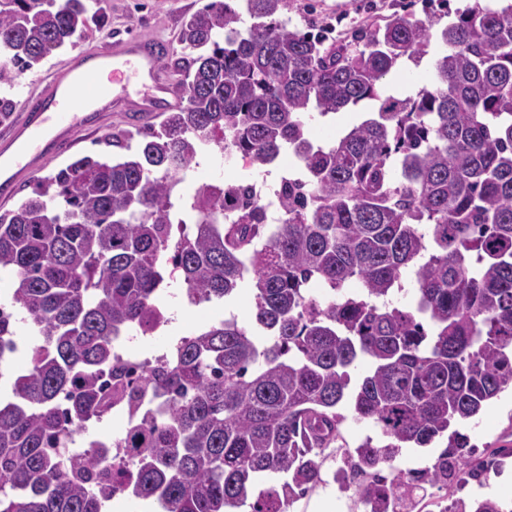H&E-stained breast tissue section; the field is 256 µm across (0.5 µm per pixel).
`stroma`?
<instances>
[{
  "instance_id": "obj_1",
  "label": "stroma",
  "mask_w": 512,
  "mask_h": 512,
  "mask_svg": "<svg viewBox=\"0 0 512 512\" xmlns=\"http://www.w3.org/2000/svg\"><path fill=\"white\" fill-rule=\"evenodd\" d=\"M208 0H104L107 14L105 23H93L75 39L74 45L65 47L48 56L31 70L16 79L14 86L0 84V98L20 101L22 94L42 87L52 66L62 64L78 52L89 50L105 43L135 34L144 38H155L177 45L183 20L201 9ZM403 0H288L283 15L291 24L299 27L313 24L326 28L330 37L350 39L354 29H375L383 18L400 9ZM124 113L107 112L93 127L73 131L72 147L59 157L48 161L39 173H23L18 177L17 189L11 200L0 202V213L32 194L42 177L56 173L76 158L83 155H99L109 158L123 156V149L106 144L110 134L125 135L133 132ZM243 168L225 164L219 152H211L199 164L193 165L187 176L177 185L176 197L191 199L199 187L206 183L224 180L239 181L247 178ZM170 309L180 312L177 333L190 335L196 330L223 320L227 314H235L239 324L250 325L254 313V301L248 290H240L231 304L218 301L198 306L188 305L181 297L168 300ZM460 432L467 434L477 456H488L493 448L512 444V389H506L495 398L479 417L462 423ZM322 484L307 496L291 502L288 512H317L319 503L327 501L332 512H360L361 506L353 492L341 491L334 473L342 461L335 448L324 452ZM503 473H488L483 483L469 482L456 487L458 498L471 501L488 496L512 505V457L505 458Z\"/></svg>"
}]
</instances>
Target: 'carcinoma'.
I'll use <instances>...</instances> for the list:
<instances>
[{"instance_id": "cac0c4a2", "label": "carcinoma", "mask_w": 512, "mask_h": 512, "mask_svg": "<svg viewBox=\"0 0 512 512\" xmlns=\"http://www.w3.org/2000/svg\"><path fill=\"white\" fill-rule=\"evenodd\" d=\"M287 0H209L185 19L174 64L186 104L113 160L82 156L0 213L11 306L38 340L0 402V512H103L115 494L161 512H286L322 482L320 454L343 440L348 405L380 427L345 449L341 487L382 512H412L448 476H483L468 435L512 387V0L474 6L441 29L431 85L383 95L380 82L426 54L433 21L395 11L354 48L290 28ZM88 0H0V82L68 44ZM378 102L324 146L305 114ZM305 178L280 177L281 224L246 184L202 185L190 232L173 190L198 154L288 149ZM235 216L224 223V209ZM191 303L248 288L253 326L234 317L180 338L128 382L114 341L157 324L162 265ZM364 291L344 295V285ZM326 288L323 300L310 284ZM16 328L0 314V365ZM358 361L367 371L351 385ZM132 412L130 458L71 436L108 399ZM447 437L418 487L393 468L403 448ZM439 512H508L456 498Z\"/></svg>"}]
</instances>
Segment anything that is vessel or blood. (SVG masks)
<instances>
[{"label": "vessel or blood", "instance_id": "b4317fda", "mask_svg": "<svg viewBox=\"0 0 512 512\" xmlns=\"http://www.w3.org/2000/svg\"><path fill=\"white\" fill-rule=\"evenodd\" d=\"M168 54L163 41L129 38L56 67L44 89L23 96L18 120L0 135V198H10L20 172L38 171L50 155L68 150L72 130L87 125L92 111L125 112L138 124L171 109L175 88L161 69ZM131 74L147 93L129 91Z\"/></svg>", "mask_w": 512, "mask_h": 512}]
</instances>
